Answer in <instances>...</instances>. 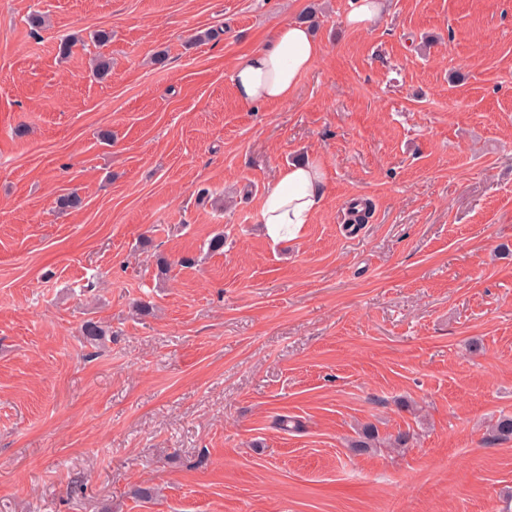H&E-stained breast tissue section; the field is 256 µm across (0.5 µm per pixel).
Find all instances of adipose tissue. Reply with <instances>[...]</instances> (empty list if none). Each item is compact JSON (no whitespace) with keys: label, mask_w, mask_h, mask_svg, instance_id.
<instances>
[{"label":"adipose tissue","mask_w":512,"mask_h":512,"mask_svg":"<svg viewBox=\"0 0 512 512\" xmlns=\"http://www.w3.org/2000/svg\"><path fill=\"white\" fill-rule=\"evenodd\" d=\"M322 53L307 22L279 23L264 46L235 65L231 81L238 100L250 107L287 101ZM324 185L325 173L318 163L298 162L280 169L260 207L259 221L267 236L275 242L298 237L319 210Z\"/></svg>","instance_id":"obj_1"}]
</instances>
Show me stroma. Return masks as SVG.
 I'll return each instance as SVG.
<instances>
[{
	"label": "stroma",
	"mask_w": 512,
	"mask_h": 512,
	"mask_svg": "<svg viewBox=\"0 0 512 512\" xmlns=\"http://www.w3.org/2000/svg\"><path fill=\"white\" fill-rule=\"evenodd\" d=\"M347 10L0 0V512H503L512 0ZM310 12L294 96L240 104L235 63ZM306 159L321 207L272 242L262 198ZM364 423L415 440L354 452ZM345 22L352 29H367L381 16L385 0H350Z\"/></svg>",
	"instance_id": "obj_1"
}]
</instances>
